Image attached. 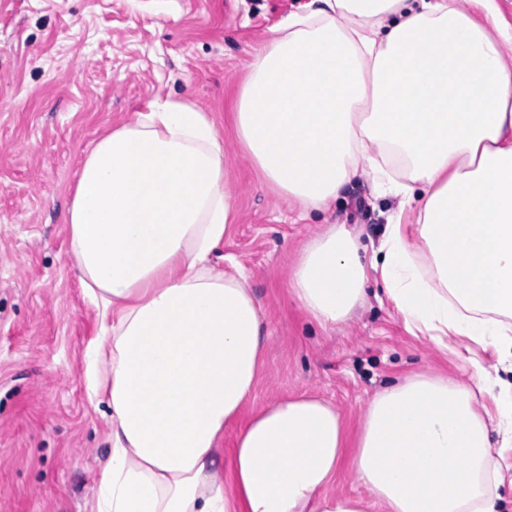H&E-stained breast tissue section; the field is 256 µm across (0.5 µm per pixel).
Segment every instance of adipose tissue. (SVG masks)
<instances>
[{
	"label": "adipose tissue",
	"instance_id": "adipose-tissue-1",
	"mask_svg": "<svg viewBox=\"0 0 512 512\" xmlns=\"http://www.w3.org/2000/svg\"><path fill=\"white\" fill-rule=\"evenodd\" d=\"M308 0L270 30L230 114L264 178L324 211L363 174L413 206L366 262L343 224L289 282L314 321H347L379 272L410 330L512 363V54L493 0ZM224 142L189 100L153 103L84 152L67 222L98 333L91 397L111 411L91 512H501L499 468L468 382L424 371L375 395L348 435L309 394L224 428L263 364L261 307L219 247L233 221ZM230 471H223V462ZM350 468L368 497L331 491Z\"/></svg>",
	"mask_w": 512,
	"mask_h": 512
}]
</instances>
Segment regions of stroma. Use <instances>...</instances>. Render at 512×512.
<instances>
[{"mask_svg":"<svg viewBox=\"0 0 512 512\" xmlns=\"http://www.w3.org/2000/svg\"><path fill=\"white\" fill-rule=\"evenodd\" d=\"M307 0H0V512H90L110 417L90 403L84 354L97 333L73 265L67 207L89 143L134 123L150 102L189 99L224 139L235 219L224 269L242 267L262 309L267 351L250 401L309 393L357 429L373 396L431 369L491 375L493 348L408 331L379 277L353 318L323 329L288 275L322 223L379 243L400 201L349 184L327 215L298 218L261 178L228 119L246 65L271 27Z\"/></svg>","mask_w":512,"mask_h":512,"instance_id":"stroma-1","label":"stroma"}]
</instances>
